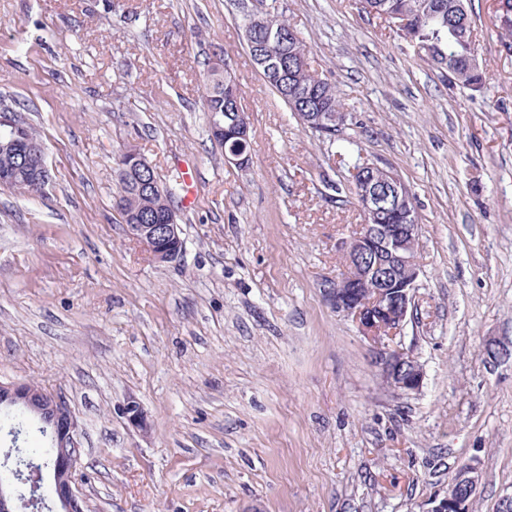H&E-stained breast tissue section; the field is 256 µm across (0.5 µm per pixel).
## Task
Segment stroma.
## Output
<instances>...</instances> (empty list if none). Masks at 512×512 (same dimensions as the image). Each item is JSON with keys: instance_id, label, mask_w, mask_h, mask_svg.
Returning a JSON list of instances; mask_svg holds the SVG:
<instances>
[{"instance_id": "stroma-1", "label": "stroma", "mask_w": 512, "mask_h": 512, "mask_svg": "<svg viewBox=\"0 0 512 512\" xmlns=\"http://www.w3.org/2000/svg\"><path fill=\"white\" fill-rule=\"evenodd\" d=\"M248 0H0V114L40 138L43 194L0 186V382L68 401L87 512H419L476 465L474 512L512 498V47L493 0H468L484 85L451 83L359 0H266L335 87V137L300 126L243 38ZM250 116L226 162L203 109L212 64ZM160 183L185 247L156 263L117 208L115 158ZM391 169L421 234L398 344L422 364L404 395L325 302L363 216L354 166ZM136 398L148 432L122 414Z\"/></svg>"}]
</instances>
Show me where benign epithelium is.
Instances as JSON below:
<instances>
[{"label": "benign epithelium", "instance_id": "benign-epithelium-1", "mask_svg": "<svg viewBox=\"0 0 512 512\" xmlns=\"http://www.w3.org/2000/svg\"><path fill=\"white\" fill-rule=\"evenodd\" d=\"M249 21L245 34L255 25L267 27L273 40L293 38L294 32L281 34L274 29L271 15L256 5L247 10ZM228 97L237 108V122L232 131L214 121L213 131L219 140L228 136L235 145L224 152L227 161L239 165L246 161L241 145L249 141L248 114L241 104V96L234 88H227ZM305 126L335 129L346 121L344 112H328L318 106L309 112L297 113ZM0 124L13 129L12 139L1 142L0 150L19 155L35 185L46 188L50 174L45 162L43 146L11 116L0 115ZM120 178L134 177L140 185L141 198L124 197L120 208L132 217L138 216L143 198L164 194L162 185L145 178L152 166L134 149L123 151L117 158ZM352 181L363 186L360 207L366 218L357 225L356 233L343 242L346 269L335 279L322 282L323 296L337 313L354 321L359 332L373 342L372 362L383 381L394 390L417 393L422 389V364L412 354L395 343L408 315H410L421 266L418 261V243L421 224L410 192L404 182L392 171L364 164L355 169ZM378 214L400 215L403 224H371L368 218ZM129 235L158 263L176 260L183 251L181 227L174 210H168L158 224H131ZM16 406L26 408L38 418L54 441L56 451L48 466L51 496L59 512H85V497L80 486L83 447L78 421L67 400L30 382H0V409ZM123 414L130 425L148 432L147 414L135 399L127 400ZM461 484L443 495L429 499L422 512H470L480 480L477 467L467 464L460 468ZM25 507L11 486L9 477L0 480V512H20Z\"/></svg>", "mask_w": 512, "mask_h": 512}]
</instances>
